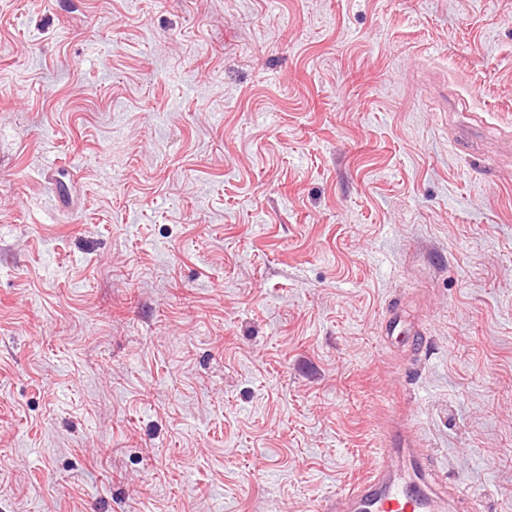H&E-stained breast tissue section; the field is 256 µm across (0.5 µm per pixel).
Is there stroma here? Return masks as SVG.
<instances>
[{
    "label": "stroma",
    "mask_w": 512,
    "mask_h": 512,
    "mask_svg": "<svg viewBox=\"0 0 512 512\" xmlns=\"http://www.w3.org/2000/svg\"><path fill=\"white\" fill-rule=\"evenodd\" d=\"M400 429L512 512V0H0V512H323Z\"/></svg>",
    "instance_id": "35a3bbf8"
}]
</instances>
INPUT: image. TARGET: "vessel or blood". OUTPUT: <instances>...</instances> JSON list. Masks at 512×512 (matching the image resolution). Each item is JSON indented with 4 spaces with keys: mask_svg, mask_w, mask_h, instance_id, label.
Wrapping results in <instances>:
<instances>
[{
    "mask_svg": "<svg viewBox=\"0 0 512 512\" xmlns=\"http://www.w3.org/2000/svg\"><path fill=\"white\" fill-rule=\"evenodd\" d=\"M440 489L413 438L398 433L377 471L340 493L326 512H432Z\"/></svg>",
    "mask_w": 512,
    "mask_h": 512,
    "instance_id": "b4317fda",
    "label": "vessel or blood"
}]
</instances>
